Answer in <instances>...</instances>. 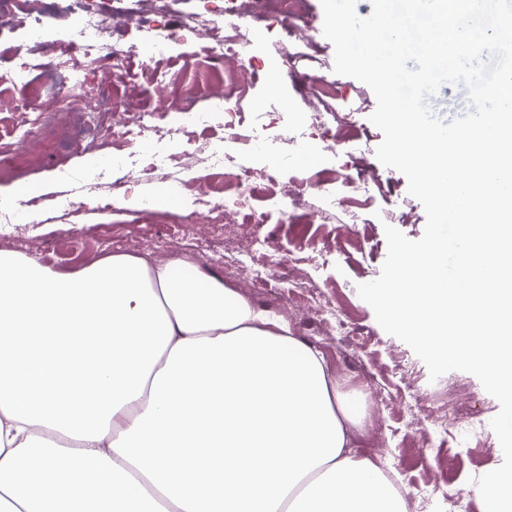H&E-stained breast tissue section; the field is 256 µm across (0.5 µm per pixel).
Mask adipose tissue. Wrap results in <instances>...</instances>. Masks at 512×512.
<instances>
[{"mask_svg":"<svg viewBox=\"0 0 512 512\" xmlns=\"http://www.w3.org/2000/svg\"><path fill=\"white\" fill-rule=\"evenodd\" d=\"M190 264L0 251V512H405L323 352Z\"/></svg>","mask_w":512,"mask_h":512,"instance_id":"ef3b65f1","label":"adipose tissue"}]
</instances>
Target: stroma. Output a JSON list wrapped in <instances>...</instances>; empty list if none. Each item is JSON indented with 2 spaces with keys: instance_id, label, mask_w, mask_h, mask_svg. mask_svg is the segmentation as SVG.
I'll return each instance as SVG.
<instances>
[{
  "instance_id": "35a3bbf8",
  "label": "stroma",
  "mask_w": 512,
  "mask_h": 512,
  "mask_svg": "<svg viewBox=\"0 0 512 512\" xmlns=\"http://www.w3.org/2000/svg\"><path fill=\"white\" fill-rule=\"evenodd\" d=\"M303 6L311 20L307 31L273 19L247 28L246 52L253 67L245 116L235 129L225 130L223 117L217 115L208 126L193 129L190 137L126 148L122 171L97 154L76 152L61 158L52 145L53 132L63 131L68 121V103L54 91L68 74L67 64L84 59L76 42L80 27L76 0H56L40 36L30 33L24 14L1 19L0 70L11 65L13 47L21 41L38 68L25 86L0 88V99L30 101L32 107L51 112L52 119L46 133L30 134L28 143L15 152L14 170L0 172V212L8 215L18 205L26 207L25 222L0 226V234L27 246L29 254L50 269L65 273L112 253H130L135 240L140 253L153 254L178 238L176 255L190 256L198 266L218 272L241 296L283 316L297 338L322 350L341 392L354 396L363 387L379 393L381 400L374 409L357 408L362 421L360 445L365 457L398 474L403 490L423 495V512H458L448 500L452 487L469 502L468 512H485L474 480L504 460L490 426L500 405L472 374L451 371L430 380L425 363L381 328L372 308L358 295L359 284L381 273L388 250L385 226L416 240L424 232L426 215L421 203L409 195L406 177L376 158L383 135L370 121L377 106L373 91L333 71L334 47L322 33L320 0H303ZM111 35L134 46V53L120 76H108L98 67L88 71L87 78L104 95L115 118L160 106L158 88L141 76L142 62L149 55L156 67L182 75L178 97L187 98L193 110L208 111V88L223 84L224 67L217 63L200 67L189 60L199 44L176 45L152 55L138 17L122 12L112 17ZM285 47L295 57L296 71L329 89V98L303 93L287 78L281 60ZM274 81L280 84V94L268 91ZM310 112L325 113L324 124L308 121ZM339 116L345 127L336 125ZM192 140L224 143L240 163L268 170L275 182L297 184L307 224L298 230L277 217H263L264 202L256 195L234 204L231 224L209 232L205 247H198L197 228L184 223L183 210L153 198V190L163 189V182L127 179L128 172L141 168L145 152L175 160ZM363 164L372 168L376 179L369 196L347 187L335 207H326L316 183L328 177L340 181L356 177ZM102 187L113 199L110 207L68 215L71 202L87 199ZM249 235L264 239V253L281 261L258 297L244 285L247 274L264 266L254 254L239 248ZM329 319L363 332V341L328 335ZM452 385L482 420L478 433L428 413L426 402L444 397Z\"/></svg>"
}]
</instances>
